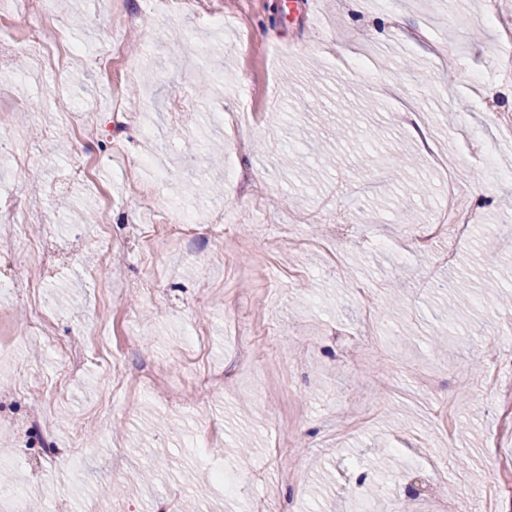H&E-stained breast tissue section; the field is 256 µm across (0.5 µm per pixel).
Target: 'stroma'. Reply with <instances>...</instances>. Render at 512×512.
Here are the masks:
<instances>
[{"label":"stroma","mask_w":512,"mask_h":512,"mask_svg":"<svg viewBox=\"0 0 512 512\" xmlns=\"http://www.w3.org/2000/svg\"><path fill=\"white\" fill-rule=\"evenodd\" d=\"M138 21L110 28L98 0H58L54 25L79 47L62 89L37 70L0 68V117L37 163L0 177V200L26 195L29 239L57 261L29 262L53 323L30 335L16 296L0 291V489L40 512H480L512 468V421L486 372L512 354V78L501 75L512 0H115ZM342 46V55L333 46ZM317 78L320 95L305 84ZM190 107L171 110L173 96ZM367 101L371 111H359ZM127 113L122 147L103 138L112 104ZM410 113L414 126L392 123ZM374 129L376 154L310 146L338 123ZM216 143L206 170L183 163ZM294 157L282 167L284 153ZM413 156L429 186L420 221L378 207ZM218 180L220 194L196 186ZM474 215L469 237H418L449 206ZM92 211L89 224L72 209ZM192 211L205 233L173 238ZM110 228L111 271L97 244ZM205 334L223 391L107 394L110 373H189ZM85 361L55 408L51 455L25 446L22 383L51 387L53 338ZM85 344V343H84ZM389 455L394 472L381 469ZM245 476L227 496L213 472Z\"/></svg>","instance_id":"obj_1"}]
</instances>
